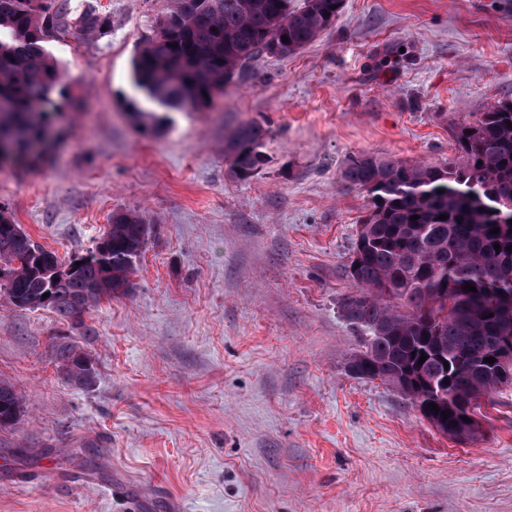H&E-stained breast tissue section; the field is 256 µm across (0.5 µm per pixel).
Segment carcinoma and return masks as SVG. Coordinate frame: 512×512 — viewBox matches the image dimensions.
Wrapping results in <instances>:
<instances>
[{"mask_svg":"<svg viewBox=\"0 0 512 512\" xmlns=\"http://www.w3.org/2000/svg\"><path fill=\"white\" fill-rule=\"evenodd\" d=\"M342 6L343 0H303L301 6L295 0H173L151 21L152 35L134 58L135 87L153 106L136 111L152 120L157 109L207 106L246 63L271 53V43L282 44L284 53L301 50L332 27ZM111 26L93 7L72 13L69 0H0V168L33 169L44 153L31 154L30 142L50 130L57 113L82 109L49 43L71 39L80 46ZM510 122L512 100L457 125L458 157L443 167L361 155L342 174L369 201L359 224V256L346 269L353 291L341 303L363 346L353 358L357 376L392 386L403 375L414 380L402 395L452 440L482 436L480 419L463 420L457 402L477 403L499 388L485 378L496 368L485 358L512 337V310L499 305L512 299V211L500 205L512 201ZM263 136L262 127L243 124L224 142L240 178L264 165ZM443 214L448 218L439 219ZM495 228L499 233H491ZM151 232L137 212H115L105 247L87 252L66 273L60 271L66 260L0 209V268L11 271L0 293L16 308L50 309L80 328L88 310L131 287ZM468 284L476 291H463ZM53 356L73 386L92 385L91 359L79 343L58 341ZM22 408L14 387L0 381V428L15 425Z\"/></svg>","mask_w":512,"mask_h":512,"instance_id":"obj_1","label":"carcinoma"}]
</instances>
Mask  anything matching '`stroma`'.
Masks as SVG:
<instances>
[{"label":"stroma","instance_id":"1","mask_svg":"<svg viewBox=\"0 0 512 512\" xmlns=\"http://www.w3.org/2000/svg\"><path fill=\"white\" fill-rule=\"evenodd\" d=\"M90 6L106 37L49 45L83 108L49 161L0 168V208L64 259L116 211L155 231L85 331L0 294V380L24 400L0 429V512H512V385L479 441H451L351 373L339 312L368 205L348 159L453 162L450 125L512 100V0H343L313 43L153 126L130 106L133 58L170 0H70ZM244 123L266 156L246 180L224 158ZM65 331L89 387L57 368Z\"/></svg>","mask_w":512,"mask_h":512}]
</instances>
